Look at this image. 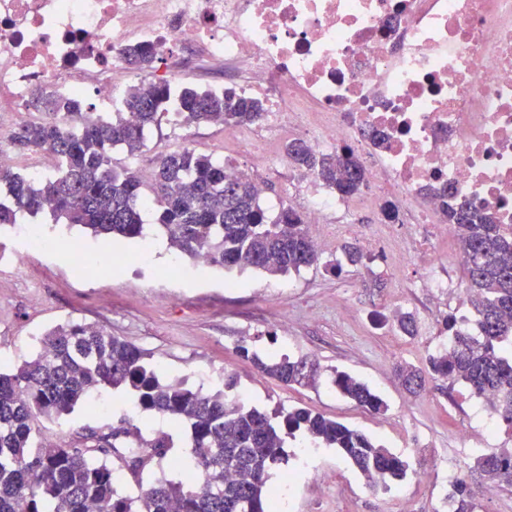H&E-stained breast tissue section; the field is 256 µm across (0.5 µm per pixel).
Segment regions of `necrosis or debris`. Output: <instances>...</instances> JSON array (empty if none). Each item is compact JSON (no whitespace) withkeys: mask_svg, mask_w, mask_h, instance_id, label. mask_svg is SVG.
<instances>
[{"mask_svg":"<svg viewBox=\"0 0 512 512\" xmlns=\"http://www.w3.org/2000/svg\"><path fill=\"white\" fill-rule=\"evenodd\" d=\"M138 45L164 63L152 83L179 88L181 46L264 102L265 123L227 141L294 127L354 151L379 223L448 233L451 187L512 236V0H0V137L38 88L122 110ZM302 205L317 240L350 208L312 174Z\"/></svg>","mask_w":512,"mask_h":512,"instance_id":"4bbe7bcc","label":"necrosis or debris"}]
</instances>
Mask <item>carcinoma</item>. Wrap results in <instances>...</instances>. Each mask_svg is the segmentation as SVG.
<instances>
[{
  "mask_svg": "<svg viewBox=\"0 0 512 512\" xmlns=\"http://www.w3.org/2000/svg\"><path fill=\"white\" fill-rule=\"evenodd\" d=\"M129 58L141 72L155 62L145 47L131 50ZM171 97L165 84H134L126 90L125 111L98 115L80 100L36 93L33 108L53 119L21 125L7 146L19 153L51 151L62 168L42 179L0 171V226L17 223L23 213L79 226L95 237L136 240L144 235L142 210L150 197L169 248L182 256L203 255L213 267L267 277L318 264L320 253L302 215L284 207L269 215L253 185L209 155L188 147L168 153L148 182L132 168L112 167L115 151L141 153L146 133L160 124ZM178 101L186 125H245L264 115L262 100L233 90L182 86ZM286 153L296 168L314 173L343 198L367 184L363 164L349 149L322 153L293 140ZM446 198L444 217L465 255L469 304L480 335L448 321V348L429 355L426 369L405 366L400 376L413 390L432 380L444 396L462 382L476 396H492L489 408L512 426V352L504 349L512 347V237L486 210L451 190ZM237 352L249 355L244 346ZM251 360L261 375L283 385H314L319 379L318 364L306 357L263 360L254 354ZM332 384L371 413L385 409L367 384L345 372L333 371ZM232 387L227 380L206 390L166 377L142 349L95 325L72 321L55 327L40 339L32 359L0 364V512H274L282 491L269 484L274 471L288 463V440L298 432L320 448L336 449L374 489L407 478L408 463L363 432L305 408L269 412L233 401ZM101 389L127 394L134 405L133 415L121 419L103 443L65 448L41 439L38 419H62ZM140 414L159 415L176 432L147 435L136 424ZM182 433L190 448L186 458L172 454ZM115 459L134 478L137 495L114 476ZM163 461L176 462L182 478L143 480ZM476 465L496 487L512 488V449L491 448ZM451 487V512H473L465 477Z\"/></svg>",
  "mask_w": 512,
  "mask_h": 512,
  "instance_id": "cac0c4a2",
  "label": "carcinoma"
}]
</instances>
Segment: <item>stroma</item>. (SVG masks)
I'll list each match as a JSON object with an SVG mask.
<instances>
[{
    "mask_svg": "<svg viewBox=\"0 0 512 512\" xmlns=\"http://www.w3.org/2000/svg\"><path fill=\"white\" fill-rule=\"evenodd\" d=\"M264 139L241 146L224 140L218 125H183L163 118L147 136L139 154L142 165L155 166L161 156L190 147L220 159L228 157L254 168L266 184L262 199L270 212L288 203V184L300 180L297 169L269 163L286 140ZM351 227L318 243L321 264L279 278L245 272L236 287L225 285L220 269L202 268L185 276L169 270L168 253L152 252L147 240H101L78 227L58 225L59 233L80 239L99 258L94 277L80 276L72 258L27 247L15 226L0 227V358L18 365L29 360L35 338L54 326L75 321L104 328L149 352L166 376L202 384L209 369L223 368L236 382L244 402L272 409L303 407L356 428L409 461L403 482L372 490L365 478L336 451L322 448L299 463L290 485L291 512H448L451 487L440 471L453 463L473 492L474 512H512V490L490 488L474 460L485 447L512 448V427L455 385L451 397L434 387L413 394L394 373L397 364L425 366L437 344L446 341L445 321L459 315L467 287L464 270L454 262L441 269L454 286L436 298L423 281L432 246L454 252L455 238L437 240L432 224L385 226L375 210L353 207ZM375 241L360 264L347 263L343 245L358 237ZM411 248L414 260L397 267L396 252ZM338 262L336 271L324 264ZM415 315L418 333L406 336L379 325L376 315L394 311ZM246 346L249 357L237 354ZM287 354L316 360L323 372L337 369L361 378L386 401L373 414L338 396L327 382L316 387L284 386L261 376L250 360ZM128 409L109 391L91 395L87 406L60 420H40L47 440L71 448L85 445L89 432L104 434ZM470 424L460 441L458 428Z\"/></svg>",
    "mask_w": 512,
    "mask_h": 512,
    "instance_id": "35a3bbf8",
    "label": "stroma"
}]
</instances>
